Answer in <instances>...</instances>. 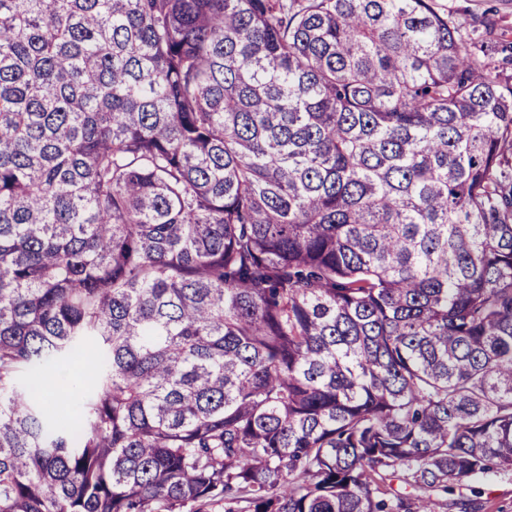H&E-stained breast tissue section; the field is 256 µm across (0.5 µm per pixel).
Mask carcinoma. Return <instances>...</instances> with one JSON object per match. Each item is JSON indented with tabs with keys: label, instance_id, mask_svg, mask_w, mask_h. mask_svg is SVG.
I'll return each instance as SVG.
<instances>
[{
	"label": "carcinoma",
	"instance_id": "1",
	"mask_svg": "<svg viewBox=\"0 0 512 512\" xmlns=\"http://www.w3.org/2000/svg\"><path fill=\"white\" fill-rule=\"evenodd\" d=\"M509 469L494 20L0 0V512H438Z\"/></svg>",
	"mask_w": 512,
	"mask_h": 512
}]
</instances>
